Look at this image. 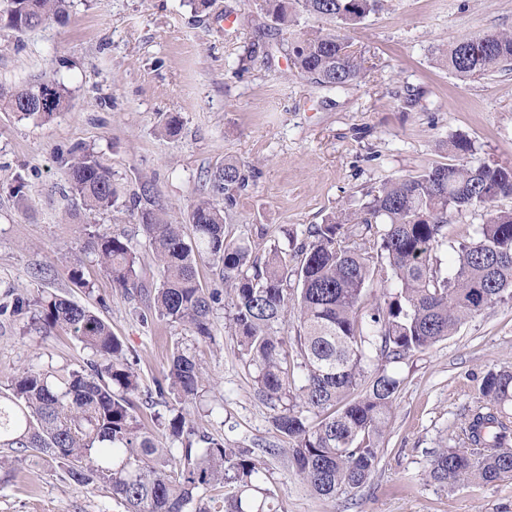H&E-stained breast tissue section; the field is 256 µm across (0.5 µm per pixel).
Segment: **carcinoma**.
I'll list each match as a JSON object with an SVG mask.
<instances>
[{"mask_svg": "<svg viewBox=\"0 0 512 512\" xmlns=\"http://www.w3.org/2000/svg\"><path fill=\"white\" fill-rule=\"evenodd\" d=\"M281 48L299 73L331 89L365 75V59L336 30L298 31L300 15L353 28L383 10L387 0H265ZM67 0H7L5 26L36 28L66 13ZM434 61L462 81L512 63V31L463 36L435 51ZM54 106L39 109L43 84ZM65 89L54 79L14 90L0 88V110L24 118L59 111ZM454 164H437L413 176L388 180L354 212L310 227L308 244L273 248L263 262L251 246L226 234V219L246 190L249 176L234 160L210 177L224 195L219 204L200 199L190 214L193 236L170 222L144 183L132 198L149 247L164 272L160 286L146 291L159 316L182 327L194 343L211 340V315L218 290L202 286L195 255L221 264L232 292L228 329L239 354L254 372L257 393L274 411L272 424L288 442V463L311 495L331 499L362 487L379 463L401 381L387 366L423 353L453 335L468 320L512 298V210L494 203L512 197V166L473 164L467 137L448 141ZM70 192L88 210L117 204L120 193L99 156L72 152L64 163ZM492 210L476 237L454 249V273L443 276L436 252L447 241L453 214ZM89 247L127 294L142 291L137 257L122 233L94 230ZM393 289L370 304L373 284ZM33 313L46 333L76 337L91 358L87 368L56 373L31 366L7 377L0 393V470L15 459L56 464L80 485H98L125 512H284L262 487L265 460L203 435L194 446L189 412L172 409L165 435L137 416L133 397L140 378L111 326L74 301L50 294H16L0 314ZM297 315L294 335L288 315ZM205 376L195 352L176 344L168 358L160 395L196 397ZM480 405L461 427V445L436 451L427 478L451 487L488 485L512 478V365L486 372ZM179 441L182 447L171 448Z\"/></svg>", "mask_w": 512, "mask_h": 512, "instance_id": "obj_1", "label": "carcinoma"}]
</instances>
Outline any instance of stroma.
Segmentation results:
<instances>
[{
    "instance_id": "obj_1",
    "label": "stroma",
    "mask_w": 512,
    "mask_h": 512,
    "mask_svg": "<svg viewBox=\"0 0 512 512\" xmlns=\"http://www.w3.org/2000/svg\"><path fill=\"white\" fill-rule=\"evenodd\" d=\"M510 28L512 0H390L347 31L367 75L338 90L295 72L262 0H214L203 13L186 0H71L63 18L20 34L0 28V85L22 88L47 75L68 90L61 110L45 119L0 112V304L15 293H56L107 321L141 379L136 412L155 426L177 400L157 396L154 381L174 344L191 337L157 317L145 298L113 288L87 245L88 232L124 234L147 287H159L163 271L128 207L97 211L77 203L64 180L70 149L98 155L123 197L151 183L170 220L182 225L198 198L212 196L211 171L237 161L255 177L227 229L261 260L289 239L305 240L310 226L340 216L387 180L453 162L452 137L473 142L474 161L512 166V68L463 82L433 61L436 47L463 35ZM168 113L183 120L179 138L159 131ZM487 220L483 210L453 219L437 252L442 274L453 273L457 241L475 236ZM77 263L87 287L70 279ZM197 270L221 301L213 338L197 349L207 380L187 405L195 428L258 454L272 444L285 447L225 327L231 295L222 270L205 253ZM88 357L71 334H45L28 317L0 315V372L42 365L64 373ZM510 362L509 300L394 365L400 391L378 467L363 487L315 498L284 454L267 457L264 487L284 512H512L510 478L455 488L425 478L433 450L457 445L482 376ZM0 512L124 508L101 488L70 481L60 467L18 463L0 476Z\"/></svg>"
}]
</instances>
